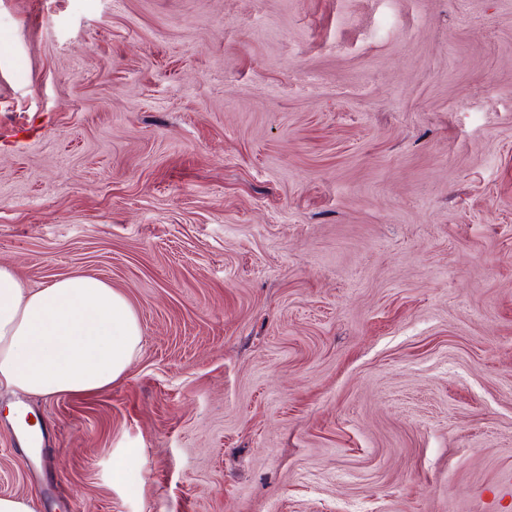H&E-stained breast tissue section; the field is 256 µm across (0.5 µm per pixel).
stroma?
<instances>
[{"mask_svg": "<svg viewBox=\"0 0 512 512\" xmlns=\"http://www.w3.org/2000/svg\"><path fill=\"white\" fill-rule=\"evenodd\" d=\"M0 263L143 332L0 496L512 512V0H0Z\"/></svg>", "mask_w": 512, "mask_h": 512, "instance_id": "35a3bbf8", "label": "stroma"}]
</instances>
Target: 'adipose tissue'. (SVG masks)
<instances>
[{"label":"adipose tissue","mask_w":512,"mask_h":512,"mask_svg":"<svg viewBox=\"0 0 512 512\" xmlns=\"http://www.w3.org/2000/svg\"><path fill=\"white\" fill-rule=\"evenodd\" d=\"M142 328L126 297L93 275L26 288L0 264V386L32 396L111 388L140 349Z\"/></svg>","instance_id":"obj_1"}]
</instances>
